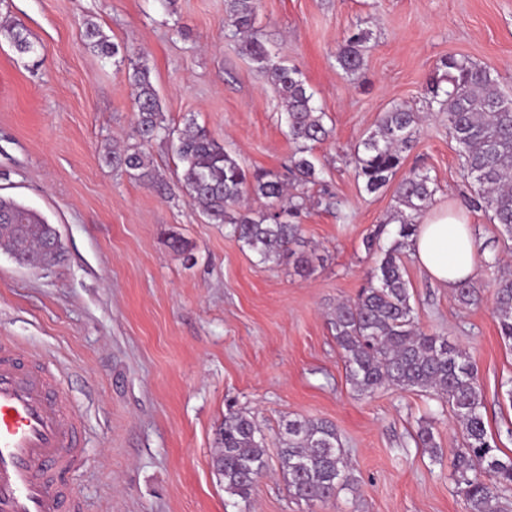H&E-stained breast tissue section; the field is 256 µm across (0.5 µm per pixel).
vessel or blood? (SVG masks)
<instances>
[{
	"label": "vessel or blood",
	"mask_w": 512,
	"mask_h": 512,
	"mask_svg": "<svg viewBox=\"0 0 512 512\" xmlns=\"http://www.w3.org/2000/svg\"><path fill=\"white\" fill-rule=\"evenodd\" d=\"M82 452L81 421L59 375L0 346V512H75L65 477Z\"/></svg>",
	"instance_id": "vessel-or-blood-1"
}]
</instances>
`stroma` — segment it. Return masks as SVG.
<instances>
[{
	"instance_id": "35a3bbf8",
	"label": "stroma",
	"mask_w": 512,
	"mask_h": 512,
	"mask_svg": "<svg viewBox=\"0 0 512 512\" xmlns=\"http://www.w3.org/2000/svg\"><path fill=\"white\" fill-rule=\"evenodd\" d=\"M36 51L0 30V196L35 210L64 248L51 268L0 252V343L52 356L83 423L84 464L67 485L83 512H465L451 460L459 426L434 396L387 387L357 393L331 314L374 268L364 238L387 221L395 184L370 193L349 163L383 112L421 109L448 56L490 71L512 96V0H259L260 38L297 68L333 135L315 145L333 209L302 216L309 271L260 263L231 225L211 224L178 181L171 140L148 145L168 190L158 194L101 160L134 140L130 65L85 45L84 20L143 61L170 129L189 121L249 169L283 171L288 140L275 88L224 32V0H0ZM370 34L363 67L345 73L336 48ZM399 170L428 172L434 208L466 206L472 188L445 113L424 118ZM469 219L484 257L475 305L460 304L413 255L404 259L417 324L466 350L477 369L487 430L512 456V344L498 334L487 283L512 271V244L487 214ZM187 241L181 254L172 238ZM250 412L277 453L282 420L331 422L357 479L325 503L294 500L278 466L249 502L229 496L213 457L228 408ZM431 421L437 452L417 439Z\"/></svg>"
}]
</instances>
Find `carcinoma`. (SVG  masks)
<instances>
[{
  "label": "carcinoma",
  "mask_w": 512,
  "mask_h": 512,
  "mask_svg": "<svg viewBox=\"0 0 512 512\" xmlns=\"http://www.w3.org/2000/svg\"><path fill=\"white\" fill-rule=\"evenodd\" d=\"M225 22L241 40L242 50L259 72L280 93L286 108L288 136L295 144L287 174L249 170L224 145L195 123L178 137L176 153L182 164L179 180L193 206L213 224H231L233 233L261 263L295 258L306 269L308 259L296 251L303 244L301 217L312 206L305 193H288V184H320L321 169L312 153L330 129L326 113L316 107L301 73L278 60L258 37L256 0H225ZM21 54L35 45L20 24L8 28ZM87 45L106 56H118L119 45L94 21L85 22ZM366 37L354 34L336 48V62L347 72L364 63ZM445 74L431 82L425 107L448 114V129L464 158L467 175L476 187L469 207L490 214L512 239V98L496 87L490 72L467 60L450 56L441 61ZM136 133L140 143L119 151L107 150L103 160L125 168L136 179L151 177L144 146L168 138L169 127L160 120L161 104L149 69L133 65ZM419 116L411 108L394 106L383 113L377 129L361 139L351 159L355 176L365 190L384 188L401 168L403 153L413 145ZM437 186L426 172H412L398 183L397 206L391 221L397 224L390 245L377 241L386 225L377 226L364 241L368 252L380 253L377 266L355 298L340 302L333 318L336 344L350 384L360 393L386 387L419 390L449 405L461 431L452 461V477L466 512H504L503 499L512 490V456L500 448L482 414L483 395L471 357L448 337L416 327L415 311L402 257L418 231L417 215L434 200ZM251 193L264 200L260 210L241 204ZM0 250L14 259L47 268L62 257L56 229L34 211L0 196ZM492 314L503 340L512 343V276L494 279ZM458 301L471 305L480 289L470 280L455 289ZM277 457L290 496L308 504L334 499L351 487L355 477L335 426L324 420L294 418L285 421L278 435ZM224 479L225 492L246 501L269 468L264 435L250 413L231 410L218 433L214 459Z\"/></svg>",
  "instance_id": "obj_1"
}]
</instances>
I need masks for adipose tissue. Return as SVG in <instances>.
<instances>
[{
  "instance_id": "1",
  "label": "adipose tissue",
  "mask_w": 512,
  "mask_h": 512,
  "mask_svg": "<svg viewBox=\"0 0 512 512\" xmlns=\"http://www.w3.org/2000/svg\"><path fill=\"white\" fill-rule=\"evenodd\" d=\"M410 250L431 278L447 289L472 278L478 257L469 220L459 208L436 210L420 224Z\"/></svg>"
}]
</instances>
